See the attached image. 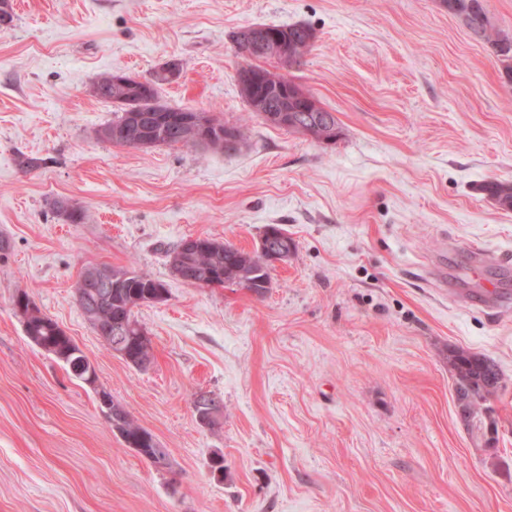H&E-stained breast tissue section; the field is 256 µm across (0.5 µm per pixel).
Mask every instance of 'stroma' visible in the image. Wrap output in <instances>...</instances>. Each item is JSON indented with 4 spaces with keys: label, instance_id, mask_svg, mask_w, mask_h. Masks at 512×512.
<instances>
[{
    "label": "stroma",
    "instance_id": "stroma-1",
    "mask_svg": "<svg viewBox=\"0 0 512 512\" xmlns=\"http://www.w3.org/2000/svg\"><path fill=\"white\" fill-rule=\"evenodd\" d=\"M0 28V512H512V316L493 314L461 243L512 302V80L443 0H12ZM303 23L296 83L337 120L326 144L249 115L233 35ZM175 107L234 125L235 153L97 140L106 72L149 76ZM39 159L23 171L19 156ZM79 208L81 223L54 201ZM297 249L264 295L196 288L166 249L210 237ZM454 250L441 252L443 242ZM448 272V296L429 269ZM91 264L143 270L167 301L134 314L154 360L107 350L75 283ZM27 293L94 363L97 389L27 338ZM493 360L495 450L457 416L448 350ZM109 393L169 450L156 467L104 416ZM224 406L201 424L198 395ZM223 457V471L213 461ZM481 192L486 193L501 208L512 209V182L491 180L479 186ZM468 249L476 259L475 264L472 266L473 278L478 282L483 295L488 298L489 301H494L495 298L500 296L497 286L483 278L484 265L488 263H496L499 260L498 255L489 253L484 249L475 248L468 246Z\"/></svg>",
    "mask_w": 512,
    "mask_h": 512
}]
</instances>
